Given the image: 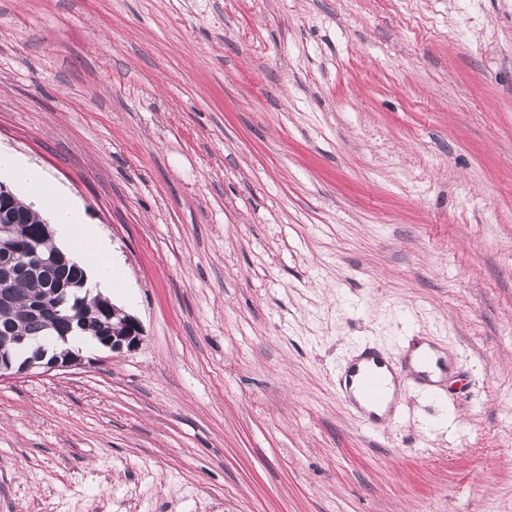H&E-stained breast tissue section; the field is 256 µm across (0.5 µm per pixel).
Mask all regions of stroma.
Listing matches in <instances>:
<instances>
[{"label":"stroma","mask_w":512,"mask_h":512,"mask_svg":"<svg viewBox=\"0 0 512 512\" xmlns=\"http://www.w3.org/2000/svg\"><path fill=\"white\" fill-rule=\"evenodd\" d=\"M0 149L144 330L0 380V512H512V0H0ZM448 369L451 364L442 348L429 337H420L393 358L374 348H364L341 368L336 384L348 410L367 429L377 431L391 421L408 381L433 392L440 381L432 380V373L439 371L447 377ZM381 410L383 414L378 415Z\"/></svg>","instance_id":"1"}]
</instances>
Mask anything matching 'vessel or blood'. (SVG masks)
Segmentation results:
<instances>
[{"instance_id": "b4317fda", "label": "vessel or blood", "mask_w": 512, "mask_h": 512, "mask_svg": "<svg viewBox=\"0 0 512 512\" xmlns=\"http://www.w3.org/2000/svg\"><path fill=\"white\" fill-rule=\"evenodd\" d=\"M450 367L442 348L422 337L393 358L373 348L363 349L341 368L336 384L348 410L363 426L376 431L391 421L407 382L434 390L438 383L432 380V373L444 374Z\"/></svg>"}]
</instances>
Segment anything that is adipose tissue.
Segmentation results:
<instances>
[{
    "mask_svg": "<svg viewBox=\"0 0 512 512\" xmlns=\"http://www.w3.org/2000/svg\"><path fill=\"white\" fill-rule=\"evenodd\" d=\"M6 174L39 210L49 211L54 226V242L60 249L75 247L78 264L90 289H112L123 273L113 259L112 243L98 225L88 223L80 206L68 200L61 189L38 167L15 153L0 150V174Z\"/></svg>",
    "mask_w": 512,
    "mask_h": 512,
    "instance_id": "1",
    "label": "adipose tissue"
}]
</instances>
